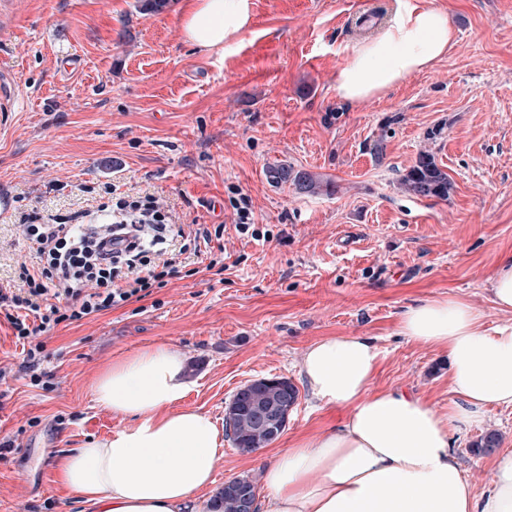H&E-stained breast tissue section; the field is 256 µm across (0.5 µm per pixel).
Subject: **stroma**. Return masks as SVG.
Here are the masks:
<instances>
[{
  "label": "stroma",
  "instance_id": "obj_1",
  "mask_svg": "<svg viewBox=\"0 0 512 512\" xmlns=\"http://www.w3.org/2000/svg\"><path fill=\"white\" fill-rule=\"evenodd\" d=\"M252 2L244 32L202 52L182 37V0L158 12L142 0H0V85L18 90L0 111V187L12 212H92L113 184L153 195L174 223L224 227L223 270L183 259L184 275L150 297L42 333L35 366L0 314V512H80L55 467L62 452L125 426L90 389L114 357L180 349L185 405L220 424L243 384L298 385L311 343L357 334L382 353L374 389L412 390L444 412L447 356L401 336V314L452 297L481 310L485 328L512 326L488 282L512 256V0H430L451 16L454 44L363 103L342 100L336 78L395 0ZM435 128L441 136L429 139ZM423 150L452 181L449 199L400 191ZM275 162L336 191L273 186L264 168ZM235 188L252 199L253 233L235 228ZM34 264L18 225L0 219V289L20 288ZM340 418L300 390L270 445L244 452L225 441L216 484L260 478L262 462ZM486 430L512 450V407L489 409L482 428L454 438L478 493L493 477L492 456L473 449Z\"/></svg>",
  "mask_w": 512,
  "mask_h": 512
}]
</instances>
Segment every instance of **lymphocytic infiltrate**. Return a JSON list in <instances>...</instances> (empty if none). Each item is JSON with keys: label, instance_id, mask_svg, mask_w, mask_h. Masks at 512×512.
Returning <instances> with one entry per match:
<instances>
[{"label": "lymphocytic infiltrate", "instance_id": "f902f5d3", "mask_svg": "<svg viewBox=\"0 0 512 512\" xmlns=\"http://www.w3.org/2000/svg\"><path fill=\"white\" fill-rule=\"evenodd\" d=\"M97 210L119 223L96 241L90 256L75 247L82 227L68 217L33 212L19 218L37 262L34 269L21 272L18 291L0 292V310L16 338L27 344L28 360L40 355L36 338L47 329L143 300L166 285L178 273L175 257L166 250L170 243L183 241L198 256L224 234L220 226L211 230L172 223L149 196L134 199L115 193Z\"/></svg>", "mask_w": 512, "mask_h": 512}]
</instances>
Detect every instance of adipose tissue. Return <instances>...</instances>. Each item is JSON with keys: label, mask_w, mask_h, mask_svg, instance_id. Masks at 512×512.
<instances>
[{"label": "adipose tissue", "mask_w": 512, "mask_h": 512, "mask_svg": "<svg viewBox=\"0 0 512 512\" xmlns=\"http://www.w3.org/2000/svg\"><path fill=\"white\" fill-rule=\"evenodd\" d=\"M396 3L383 33L358 42L339 71L342 99L382 98L452 45L447 12L425 0ZM250 19V0H184L183 36L218 49ZM482 318L454 298L422 300L401 316L400 335L448 356L454 400L444 413L413 391L373 389L380 352L369 338L314 341L301 380L344 417L266 465L263 512H512V450L495 453L492 484L478 495L452 441L481 426L490 407H512V327L490 331ZM190 388L184 354L165 345L116 358L94 376L96 405L128 424L61 455L57 481L82 512H197L196 494H214L224 433L207 413L182 407Z\"/></svg>", "instance_id": "obj_1"}]
</instances>
